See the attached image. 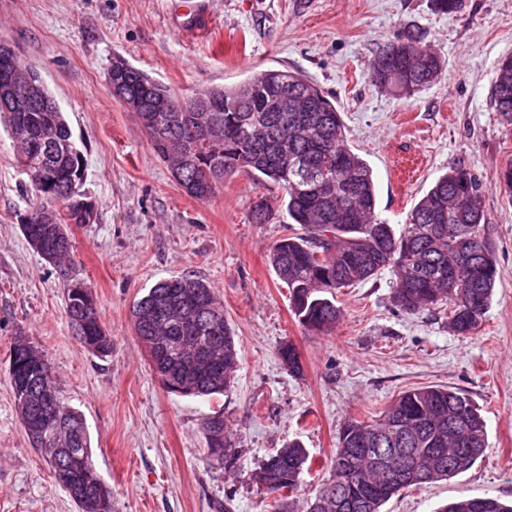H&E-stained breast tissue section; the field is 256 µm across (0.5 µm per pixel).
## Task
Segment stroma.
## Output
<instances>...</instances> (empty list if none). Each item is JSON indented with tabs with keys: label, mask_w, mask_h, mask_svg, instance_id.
Listing matches in <instances>:
<instances>
[{
	"label": "stroma",
	"mask_w": 512,
	"mask_h": 512,
	"mask_svg": "<svg viewBox=\"0 0 512 512\" xmlns=\"http://www.w3.org/2000/svg\"><path fill=\"white\" fill-rule=\"evenodd\" d=\"M182 0H0V42L37 67L87 167L83 189L96 219L69 228L70 271L92 290L112 354L74 337L64 278L26 242L17 217L34 198L0 127V512H77L33 448L9 383V347L25 337L44 354L66 402L85 418L93 460L112 488V512H271L251 480L288 442L313 459L295 494L305 512L328 478L344 423L370 422L401 392L442 385L467 393L485 420L487 446L450 479L395 494L382 512H439L460 498L512 500V195L498 174L512 163V126L492 99L498 60L512 55V0H463L451 17L431 0H216L209 27L181 33ZM411 30L441 57L436 83L407 98L374 86L369 62ZM121 58L181 94L237 84L266 69L302 73L331 95L354 151L371 167L380 218L398 225L449 166L482 181L500 281L473 335L445 311L408 314L391 275L341 289L329 332L303 327L269 250L289 232L273 213L252 223L259 197L280 187L226 179L205 201L189 197L155 156L135 113L113 97L106 73ZM209 283L236 334L239 369L210 398L166 392L131 321L157 281ZM293 344L301 374L281 361ZM223 413L236 455L211 462L202 433Z\"/></svg>",
	"instance_id": "1"
}]
</instances>
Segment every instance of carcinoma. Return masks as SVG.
Segmentation results:
<instances>
[{"label": "carcinoma", "mask_w": 512, "mask_h": 512, "mask_svg": "<svg viewBox=\"0 0 512 512\" xmlns=\"http://www.w3.org/2000/svg\"><path fill=\"white\" fill-rule=\"evenodd\" d=\"M404 40L410 55L402 56L396 43ZM440 57L420 37L407 32L394 37L376 54L371 78L381 90L411 96L434 82L431 73H442ZM118 82L125 97L168 102L174 112H142L140 120L157 158L190 196L206 200L239 174L255 184L282 188L280 206L298 225V231L276 241L270 265L288 288L290 307L299 323L316 331H329L340 318L335 293L368 280L386 269L392 276L393 300L406 313L448 307V328L469 336L490 307L499 277L492 225L480 205L482 183L470 171L451 166L440 176L396 229L376 214V191L370 166L349 145L336 104L303 74L267 69L222 89L212 88L180 96L144 72L129 67ZM210 101L212 111H199ZM493 100L502 122L512 125V57L495 66ZM0 122L27 129L28 145L18 146L17 160L30 171L29 190L36 197L31 207L36 223L23 235L37 254L53 255L62 275H67L71 241L47 231L58 223L60 208L55 196L70 185L76 170L85 167L82 151L73 144L63 112L37 106L23 112L0 102ZM210 125L209 145H200L201 123ZM52 180L53 195L38 190L34 179ZM272 206L260 197L251 219L265 224ZM195 295L204 308L172 311L160 323L153 308L176 290ZM68 320L81 319L83 304L66 286ZM134 332L158 379L170 371L192 366L194 354L211 352L220 372L201 370L198 379L186 381L185 396L213 397L224 393L239 367L235 333L224 317V305L214 289L199 279L163 278L134 303ZM223 344L211 350V337ZM78 341L99 358L112 353V337L104 330L99 312L75 333ZM284 365L302 372L295 347L280 348ZM10 356L21 365L11 373L10 385L27 384L29 397L15 400L16 410L31 445L41 450L52 471L70 476L80 500L79 512H98L101 493L81 479L97 475L90 436L81 414L60 400V415L52 428L41 419L45 411L39 392L44 383L60 392L57 378L45 380L44 355L29 341L17 339ZM207 448L224 449L222 459L235 456L223 414L205 419ZM471 447H487L484 420L470 397L457 389L423 386L399 395L371 423L351 420L340 434L331 461L330 478L309 506V512H381L382 506L402 489L418 486L387 483L385 469L392 460L373 461L362 449L415 448L417 463L432 483L469 469L481 454H466L461 440ZM312 459L298 442H291L263 461L253 473L257 486L272 496V512H295L292 493L302 471Z\"/></svg>", "instance_id": "1"}]
</instances>
